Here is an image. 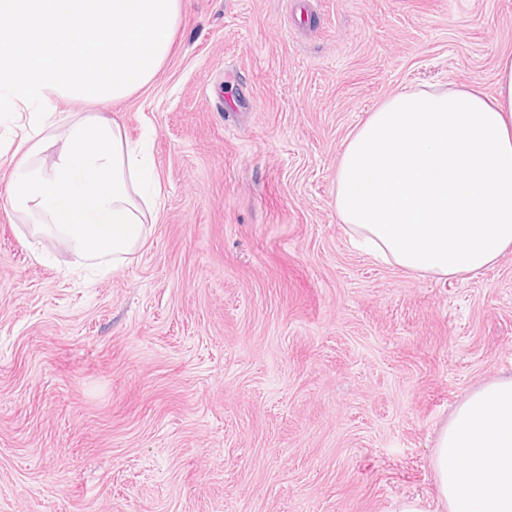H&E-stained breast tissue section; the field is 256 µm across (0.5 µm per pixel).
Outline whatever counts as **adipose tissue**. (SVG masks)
Masks as SVG:
<instances>
[{
	"label": "adipose tissue",
	"mask_w": 512,
	"mask_h": 512,
	"mask_svg": "<svg viewBox=\"0 0 512 512\" xmlns=\"http://www.w3.org/2000/svg\"><path fill=\"white\" fill-rule=\"evenodd\" d=\"M182 0H0V112L25 114L0 209L34 237L120 269L163 189L146 145L100 108L150 83ZM76 97L87 112L56 111ZM336 213L351 242L410 274L474 277L512 250V54L496 92L403 90L343 144ZM443 512H512V376L474 390L434 454Z\"/></svg>",
	"instance_id": "adipose-tissue-1"
}]
</instances>
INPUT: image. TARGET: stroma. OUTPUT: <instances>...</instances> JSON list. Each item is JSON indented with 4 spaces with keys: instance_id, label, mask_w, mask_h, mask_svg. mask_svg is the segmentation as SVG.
Listing matches in <instances>:
<instances>
[{
    "instance_id": "35a3bbf8",
    "label": "stroma",
    "mask_w": 512,
    "mask_h": 512,
    "mask_svg": "<svg viewBox=\"0 0 512 512\" xmlns=\"http://www.w3.org/2000/svg\"><path fill=\"white\" fill-rule=\"evenodd\" d=\"M512 0H183L106 105L165 204L120 270L0 210V512L437 506V435L512 376V253L416 276L336 214L346 136L401 90L495 91Z\"/></svg>"
}]
</instances>
